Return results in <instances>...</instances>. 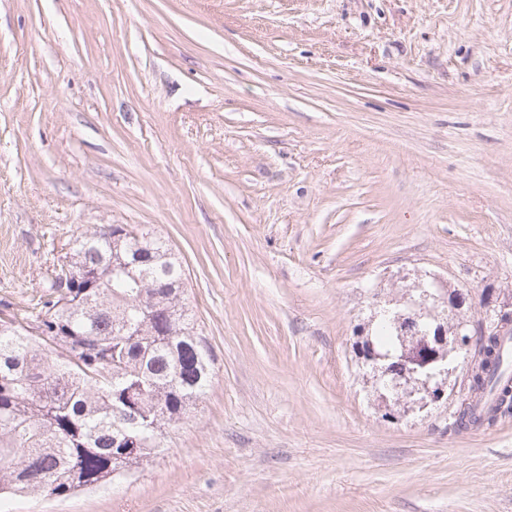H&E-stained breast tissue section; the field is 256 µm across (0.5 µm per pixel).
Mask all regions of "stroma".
Returning <instances> with one entry per match:
<instances>
[{
    "label": "stroma",
    "instance_id": "35a3bbf8",
    "mask_svg": "<svg viewBox=\"0 0 512 512\" xmlns=\"http://www.w3.org/2000/svg\"><path fill=\"white\" fill-rule=\"evenodd\" d=\"M167 242L213 382L112 484L0 512H512V417L389 415L359 325L512 289V0H0V302Z\"/></svg>",
    "mask_w": 512,
    "mask_h": 512
}]
</instances>
